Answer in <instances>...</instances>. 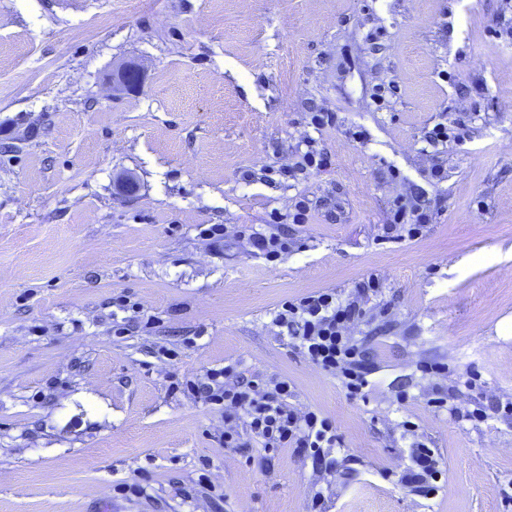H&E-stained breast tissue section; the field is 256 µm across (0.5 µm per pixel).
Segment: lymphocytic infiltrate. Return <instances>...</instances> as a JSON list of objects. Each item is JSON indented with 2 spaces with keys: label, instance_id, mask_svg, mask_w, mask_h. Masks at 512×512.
<instances>
[{
  "label": "lymphocytic infiltrate",
  "instance_id": "f902f5d3",
  "mask_svg": "<svg viewBox=\"0 0 512 512\" xmlns=\"http://www.w3.org/2000/svg\"><path fill=\"white\" fill-rule=\"evenodd\" d=\"M378 288V281L367 277L344 297L330 289L319 290L283 301L273 318L304 358L336 377L353 397L365 396L371 383L367 353L349 336L348 328L361 316L362 300ZM186 386L196 398L222 410L224 447H241L248 437L264 451L261 468L270 467L271 453L290 448L311 460L314 473H331L332 455L341 449L342 440L331 420L319 411L291 405L294 387L288 380L247 379L237 363L231 362L210 371L205 381L190 380ZM440 475L432 450L416 444L403 470V481L426 495Z\"/></svg>",
  "mask_w": 512,
  "mask_h": 512
}]
</instances>
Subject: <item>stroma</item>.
<instances>
[{
    "label": "stroma",
    "instance_id": "stroma-1",
    "mask_svg": "<svg viewBox=\"0 0 512 512\" xmlns=\"http://www.w3.org/2000/svg\"><path fill=\"white\" fill-rule=\"evenodd\" d=\"M309 150L327 165L284 176ZM401 197L430 209L412 239L385 230ZM280 225L266 261L246 234ZM371 275L355 399L272 319ZM231 361L335 423L332 475L222 446L181 384ZM510 402L512 0H0V512H307L317 487L321 512H512ZM417 442L429 496L401 481ZM248 240L270 262H274L282 255L288 254V250L292 245L291 239L288 238L287 230H280L269 235L253 232L249 234Z\"/></svg>",
    "mask_w": 512,
    "mask_h": 512
}]
</instances>
